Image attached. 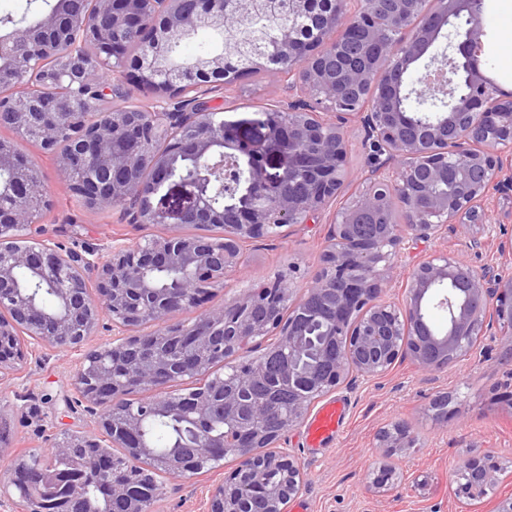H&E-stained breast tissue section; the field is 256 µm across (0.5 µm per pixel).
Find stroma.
I'll use <instances>...</instances> for the list:
<instances>
[{
  "label": "stroma",
  "mask_w": 512,
  "mask_h": 512,
  "mask_svg": "<svg viewBox=\"0 0 512 512\" xmlns=\"http://www.w3.org/2000/svg\"><path fill=\"white\" fill-rule=\"evenodd\" d=\"M497 5L483 12L485 31L479 56L484 73L505 89H512V64L496 44L507 27ZM282 87L267 73L254 72L246 81L221 88L206 97L209 108L228 120L253 118L260 109L278 104ZM42 173L51 202L46 235L63 249L83 251L113 244L134 245L146 235L163 236L169 229L160 224L126 223L119 209L106 206L90 210L72 195L59 175L53 156L34 144L22 147ZM496 234L486 237L481 251L471 250L467 234L449 225L441 238L419 242L412 261L396 265L385 297L401 300L402 286L418 262L438 253H450L474 266L500 262L501 246L512 242V198L490 192L482 203ZM335 207L322 212L311 224H290L279 235L257 239L244 248L240 272L216 290L211 306L220 307L251 285L294 270L293 287L302 291L317 272L333 230ZM76 352L48 351L30 358L19 380L7 390V438L0 444V463L10 464L49 448L64 434L87 430L89 416L76 403L72 375ZM448 399L447 419L437 418L432 405ZM329 400L347 406L340 435L322 448L309 447L305 426L285 434L287 448L299 458L306 473L302 492L288 504V512H493L498 501L512 499V336L478 340L465 359L444 369L426 371L411 361L398 362L373 379H358L329 393ZM394 423L411 427L413 448L385 455L377 448L379 431ZM492 454L504 469L481 500L465 501L455 494L454 470L461 456ZM395 470L388 490L375 492L368 485L380 465ZM233 459L183 482L161 479L155 512H205L210 491L232 471Z\"/></svg>",
  "instance_id": "1"
}]
</instances>
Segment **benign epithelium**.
<instances>
[{
    "mask_svg": "<svg viewBox=\"0 0 512 512\" xmlns=\"http://www.w3.org/2000/svg\"><path fill=\"white\" fill-rule=\"evenodd\" d=\"M302 23L277 26L249 50L163 67L165 39L216 19L229 31L258 11L273 17L283 4ZM55 0L40 19L0 35V392L42 350L81 353L73 376L76 402L91 428L67 433L51 451L88 448L83 469H112L104 496L122 512H153L159 490L152 473L182 481L228 456L236 466L216 485L207 512H287L301 493L304 466L284 434L314 404L359 376L386 373L409 359L430 371L465 357L478 340L512 335V272L475 268L438 253L412 270L402 301L382 299L393 260L408 241L439 238L448 225L482 223L491 190L512 192V91L491 83L479 66L482 0ZM427 13L418 28L412 23ZM463 20L462 38L436 51ZM133 45L144 52L128 58ZM428 59L405 107L406 77ZM117 78L103 83L101 71ZM133 68L147 102L99 111L108 95L127 100L118 78ZM263 70L282 86L284 104L270 120H216L201 96ZM353 118L365 145L385 156L363 176V189L341 207L321 267L303 298L280 275L250 288L191 323L175 317L198 308L243 263L246 242L307 224L341 192ZM67 139L66 151L56 153ZM312 141L316 152L304 144ZM56 155L58 170L88 209H122L129 224H211L219 235L144 237L105 252L68 251L42 236L51 205L41 173L21 146ZM237 156L248 164L245 207H217L201 181L171 177L188 158L211 174ZM177 273L159 288L154 274ZM49 288L47 309L17 275ZM328 308L331 336L319 365L297 369L305 328ZM448 312L438 330L430 308ZM106 319L117 339L88 341ZM149 325L153 330L140 333ZM276 336L274 351L258 341ZM224 373L213 374L218 365ZM137 391L138 403L128 401ZM280 423L267 422L279 398ZM178 414L194 426L182 451L146 466L142 437L151 416ZM415 436L405 424L383 428L377 447L395 453ZM124 449V456L111 449ZM503 467L490 455L466 457L454 472L456 495L488 494ZM13 512H92L85 483L67 470L29 463L0 471V505Z\"/></svg>",
    "mask_w": 512,
    "mask_h": 512,
    "instance_id": "obj_1",
    "label": "benign epithelium"
}]
</instances>
